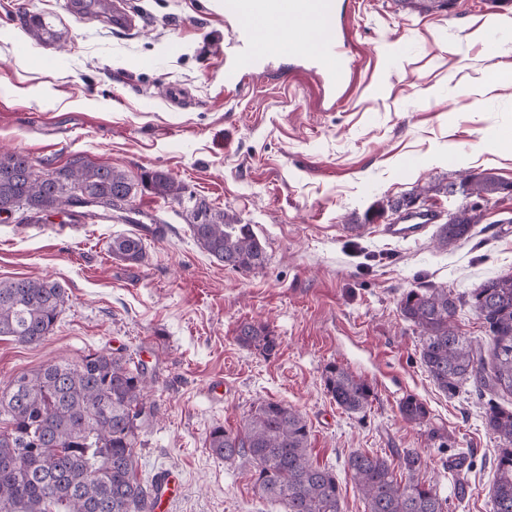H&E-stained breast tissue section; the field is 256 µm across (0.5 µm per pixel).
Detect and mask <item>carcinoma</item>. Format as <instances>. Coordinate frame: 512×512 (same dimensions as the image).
<instances>
[{
	"instance_id": "obj_1",
	"label": "carcinoma",
	"mask_w": 512,
	"mask_h": 512,
	"mask_svg": "<svg viewBox=\"0 0 512 512\" xmlns=\"http://www.w3.org/2000/svg\"><path fill=\"white\" fill-rule=\"evenodd\" d=\"M405 9L423 11L448 7L450 0H397ZM26 29L38 41L56 32L40 16H31ZM153 194L179 201L183 186L169 173L154 170L143 176ZM452 184L420 187L402 199L381 203L365 217L370 224L397 209L401 201L446 193ZM459 188L465 197L488 199L511 193L512 184L491 172L463 174ZM134 183L109 165L77 159L70 165L34 170L20 153L0 155V212L21 210L35 218L84 207L126 224L130 217ZM81 190L87 199L79 200ZM483 215L464 205L440 225L438 244L448 246L469 237ZM189 228L197 245L224 266L250 272L265 265L267 255L252 226L235 215L201 200L190 213ZM112 255L131 263L144 259L142 234L112 238ZM67 291L59 282L31 278L0 281V337L21 344H38L49 336L63 311ZM460 300L448 289L427 287L404 293L399 301L403 318L419 331L420 361L433 383L450 396L470 382L491 393L512 394V273L488 279L471 293L468 303L489 332L491 367H486L482 345L461 335L455 325ZM236 342L243 348L273 354L278 341L264 326L240 323ZM149 381L143 364L132 357L104 351L90 352L72 364L53 361L27 375L14 376L0 391V512H146L154 486L137 478L135 448L148 416ZM325 387L336 405L347 413L366 412L372 390L360 377L330 364ZM409 423L421 424L425 404L409 396L400 403ZM485 424L508 443L496 449L492 512H512V407L488 400ZM212 455L226 461L245 457L255 469V489L282 512H343L336 473L311 460L310 431L303 415L277 401L258 402L237 431L215 425L208 439ZM407 477L394 474L384 456L351 452L346 468L367 504V512H447L435 485L418 479L424 465L416 450L399 456Z\"/></svg>"
}]
</instances>
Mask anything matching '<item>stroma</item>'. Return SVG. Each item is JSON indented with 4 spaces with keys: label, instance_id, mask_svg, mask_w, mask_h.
<instances>
[{
    "label": "stroma",
    "instance_id": "1",
    "mask_svg": "<svg viewBox=\"0 0 512 512\" xmlns=\"http://www.w3.org/2000/svg\"><path fill=\"white\" fill-rule=\"evenodd\" d=\"M125 2L128 29L66 0H0V154L23 153L45 171L79 156L135 180L162 170L186 188L179 202L137 188L140 220L166 227L146 239L138 264L109 251L132 225L77 211L28 224L21 213L0 214V281L43 277L68 293L40 344L0 337V381L101 348L142 362L154 416L136 448L137 476L181 477L154 512H280L257 493L249 460L219 459L207 445L215 424L239 428L261 400L303 414L312 458L335 470L344 512H366L348 454L406 448L421 453L419 477L435 482L449 512H491L500 442L485 426L488 397L470 386L451 397L434 385L398 301L446 288L465 301L461 333L488 342L466 301L485 280L512 273V223L502 221L512 193L482 201V223L445 248L438 227L466 204L462 194L427 199L437 219L408 239L364 216L461 170L512 183V0H453L429 12L338 0L351 14L357 65L349 102L330 110L318 81L278 53L267 56L268 76L225 90L231 30L220 0ZM26 13L50 22L56 40L33 41ZM174 86L178 107L167 95ZM198 200L252 226L264 267L233 271L195 244L188 213ZM244 321L267 326L275 354L235 342ZM330 363L370 385L366 413L349 414L328 395ZM409 396L426 405L423 424L402 418ZM458 457L460 474L448 469Z\"/></svg>",
    "mask_w": 512,
    "mask_h": 512
}]
</instances>
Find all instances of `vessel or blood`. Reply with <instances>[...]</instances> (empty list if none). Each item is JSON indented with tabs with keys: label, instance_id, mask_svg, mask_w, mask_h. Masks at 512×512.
Wrapping results in <instances>:
<instances>
[{
	"label": "vessel or blood",
	"instance_id": "1",
	"mask_svg": "<svg viewBox=\"0 0 512 512\" xmlns=\"http://www.w3.org/2000/svg\"><path fill=\"white\" fill-rule=\"evenodd\" d=\"M225 16L238 27L224 60L225 86H239L262 69L263 50L276 47L306 64L326 86L330 105L342 102L354 63L346 51L344 19L336 0H224ZM318 50H311V41Z\"/></svg>",
	"mask_w": 512,
	"mask_h": 512
}]
</instances>
